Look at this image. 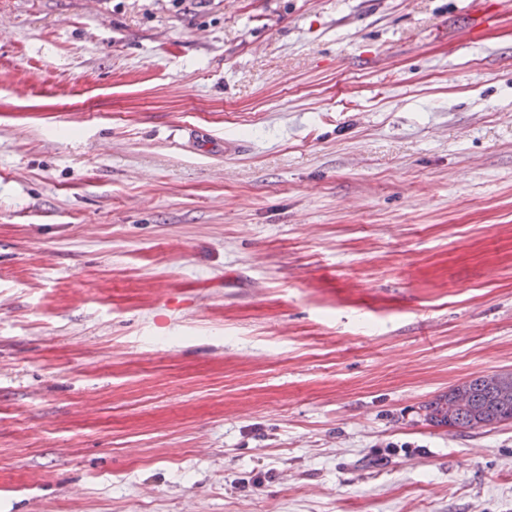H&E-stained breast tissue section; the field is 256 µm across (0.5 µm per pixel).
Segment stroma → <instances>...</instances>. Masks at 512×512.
<instances>
[{
  "label": "stroma",
  "instance_id": "1",
  "mask_svg": "<svg viewBox=\"0 0 512 512\" xmlns=\"http://www.w3.org/2000/svg\"><path fill=\"white\" fill-rule=\"evenodd\" d=\"M504 369L512 0H0V512H512ZM486 376L489 377V385L497 399L504 404L512 403V370H501ZM462 384L463 388L454 392V398L449 407L448 404L454 389L448 390V394L436 398L425 406L426 417L430 422L435 425L447 424L448 428H452L457 410L468 405V397L464 389L469 393L472 409L457 415L454 421V429H474L481 427L480 423H488L483 424L482 427H491L499 424L497 422L512 421V404L503 406L497 401L485 376H476ZM443 413L445 414L442 419H439V416Z\"/></svg>",
  "mask_w": 512,
  "mask_h": 512
}]
</instances>
